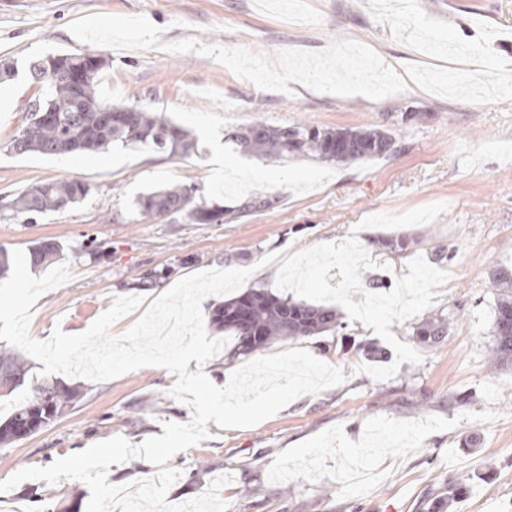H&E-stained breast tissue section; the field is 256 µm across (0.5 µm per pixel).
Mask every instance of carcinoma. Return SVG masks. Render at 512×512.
<instances>
[{
	"mask_svg": "<svg viewBox=\"0 0 512 512\" xmlns=\"http://www.w3.org/2000/svg\"><path fill=\"white\" fill-rule=\"evenodd\" d=\"M105 64L104 56L95 51L49 55L31 62L32 79L48 87L50 95L33 102L29 123L14 136L8 150L17 156H59L121 146L149 147L170 158L190 156L197 144L193 131L157 113L134 106L126 112L124 106H114L97 97L95 79ZM48 68L57 73L55 79L45 78ZM77 69L89 72V77L76 91L67 74ZM38 107L50 112L51 118L40 117ZM110 107L115 112L111 123L105 124L98 110ZM233 140L244 152L259 158L303 155L349 164L396 152L395 138L379 128L320 130L308 125L271 126L258 117L239 129ZM88 192L89 187L82 180L68 177L35 184L3 207L17 215H36L71 207ZM270 205L269 200L252 197L230 209L208 206L196 200L195 188L180 184L142 194L137 199L143 217L151 219L180 212L194 224H222L226 216L241 218ZM60 252L57 241H43L32 248V261L41 265ZM490 284L497 291V301L488 360L496 368L512 366V273L501 270L493 275ZM211 323L214 331L232 337L231 346L224 348L231 358L247 357L277 341L335 333L341 326L336 308L281 298L267 288H251L217 305ZM449 329L450 318L435 315L415 326L414 335L424 344L436 345L445 340ZM28 371L27 361L21 355L0 352V397L16 396L11 417L0 422V446L20 440L22 429L29 436L38 432L80 397L78 389L55 380H36L27 396H19Z\"/></svg>",
	"mask_w": 512,
	"mask_h": 512,
	"instance_id": "1",
	"label": "carcinoma"
}]
</instances>
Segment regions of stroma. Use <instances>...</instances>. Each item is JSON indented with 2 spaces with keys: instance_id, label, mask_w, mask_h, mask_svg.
<instances>
[{
  "instance_id": "1",
  "label": "stroma",
  "mask_w": 512,
  "mask_h": 512,
  "mask_svg": "<svg viewBox=\"0 0 512 512\" xmlns=\"http://www.w3.org/2000/svg\"><path fill=\"white\" fill-rule=\"evenodd\" d=\"M147 17L161 41L195 38L269 55L319 51L349 39L371 48L405 80L379 100L264 90L196 52L102 48L107 64L96 91L104 101L162 113L194 131L198 151L171 159L113 148L100 153L18 157L7 146L44 90L30 62L81 53L68 24L91 15ZM17 75L0 84V198L34 184L80 178L88 195L73 207L28 220L0 208V247L29 250L57 240L56 264L70 278L32 308L31 335L85 331L119 296L154 300L203 271L251 269L247 287H274L269 253L297 252L356 234L375 260L362 273L394 288L415 257L448 271L422 318L448 315L445 341L418 342L413 321L392 333L418 351L416 364L376 381L359 368L362 351L342 350L332 334L294 340L341 368L342 383L297 398L258 425L209 436L170 461L180 476L166 500L182 504L217 477L228 512H422L448 481L465 492L452 512H512V366L491 368L494 271H512V0H305L301 12L270 0H0V61ZM406 112L422 118L401 122ZM272 126L378 127L397 153L350 165L315 158L261 159L236 149L232 132L254 116ZM173 183L193 186L207 204L233 207L246 196L269 207L223 224H193L180 213L138 218L136 198ZM446 204L422 225L359 229L375 213ZM403 236V252L378 239ZM82 397L36 434L0 447V482L25 467H46L102 440L138 445L165 424L191 419L171 394L177 377L143 367L92 381L59 375ZM90 489L77 479L26 480L0 492V512H86Z\"/></svg>"
}]
</instances>
